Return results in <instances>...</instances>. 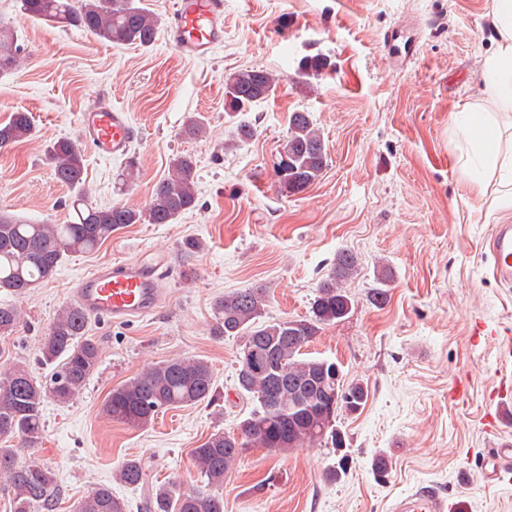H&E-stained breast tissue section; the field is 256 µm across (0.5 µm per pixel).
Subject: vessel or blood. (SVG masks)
Instances as JSON below:
<instances>
[{"mask_svg":"<svg viewBox=\"0 0 512 512\" xmlns=\"http://www.w3.org/2000/svg\"><path fill=\"white\" fill-rule=\"evenodd\" d=\"M224 39V0H175L166 28V40L182 57L202 59ZM83 141L97 155L127 158L136 130L125 110L101 100L79 115ZM493 272L503 284H512V225H497L489 242ZM168 265L162 253L98 266L75 281L71 300L87 319L122 323L155 314L163 293L161 273ZM487 481L512 469V445L491 446ZM447 504L429 488H421L398 504V512H445Z\"/></svg>","mask_w":512,"mask_h":512,"instance_id":"vessel-or-blood-1","label":"vessel or blood"}]
</instances>
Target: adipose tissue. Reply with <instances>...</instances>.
Listing matches in <instances>:
<instances>
[{"label":"adipose tissue","mask_w":512,"mask_h":512,"mask_svg":"<svg viewBox=\"0 0 512 512\" xmlns=\"http://www.w3.org/2000/svg\"><path fill=\"white\" fill-rule=\"evenodd\" d=\"M493 9L500 38L486 61L484 92L502 109L512 110V0H493ZM455 121L471 141L477 157L469 165L472 180L482 182L486 171L495 169L502 181L512 182V153H500L495 146L494 120L490 113L467 105L457 112Z\"/></svg>","instance_id":"1"}]
</instances>
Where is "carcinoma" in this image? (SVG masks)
Listing matches in <instances>:
<instances>
[{"mask_svg":"<svg viewBox=\"0 0 512 512\" xmlns=\"http://www.w3.org/2000/svg\"><path fill=\"white\" fill-rule=\"evenodd\" d=\"M29 18L81 31L100 42L149 48L156 42L158 18L142 0H19ZM20 49L17 37L0 28V70L12 67ZM329 66L319 56L299 61L298 75L314 78ZM277 81L260 68L240 69L224 80V106L245 112L272 95ZM34 135L29 113L17 110L0 124V149ZM57 181L73 191V219L65 224H36L0 213V291L22 297L54 278L72 253L91 252L112 233L129 224H171L196 206L197 162L190 154L175 156L167 177L156 183L147 205L132 209L121 204H86L84 153L70 137H60L46 149ZM274 173L279 186L298 194L323 173L327 153L311 113L290 116L287 139ZM359 258L349 249L336 253L320 281L305 319H263L268 289L262 285L224 294L215 304L219 333L240 339L236 355L237 382L251 410L237 431H218L192 450L201 484L185 487L171 480L148 490L145 512H224V499L215 489L248 450L263 448L286 453L304 443L345 444L336 427L337 416L355 412L366 403L367 388L336 379L332 361L303 356L305 337L320 326L344 319L351 298L342 283L358 271ZM21 321L13 303H0V335L12 333ZM89 321L74 307L61 309L44 337L41 354L52 367L41 379L24 366L0 375V480L12 491L14 512H52L58 481L54 471L38 463H17L14 442L33 445L44 431L47 399L74 401L95 372L100 349L88 336ZM215 380L208 361L174 358L112 389L104 414L131 428L150 424L164 409L200 404L213 398ZM141 461L127 459L118 470L120 482L145 484ZM75 512H127L125 500L101 485L78 502Z\"/></svg>","mask_w":512,"mask_h":512,"instance_id":"1","label":"carcinoma"}]
</instances>
